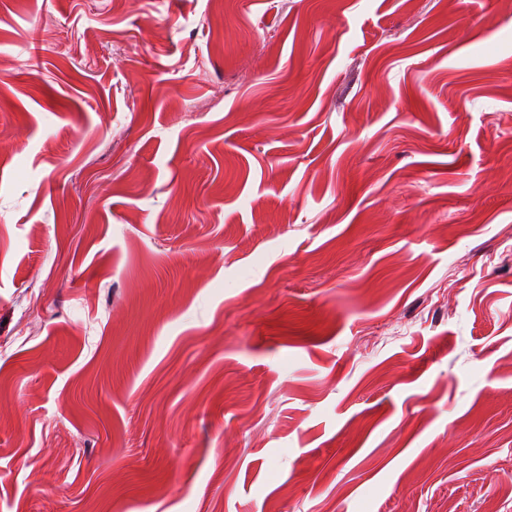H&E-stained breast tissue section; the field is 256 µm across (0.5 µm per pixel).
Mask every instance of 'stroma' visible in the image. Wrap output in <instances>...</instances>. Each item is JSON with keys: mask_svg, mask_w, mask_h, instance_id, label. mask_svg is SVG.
<instances>
[{"mask_svg": "<svg viewBox=\"0 0 512 512\" xmlns=\"http://www.w3.org/2000/svg\"><path fill=\"white\" fill-rule=\"evenodd\" d=\"M0 512H512V0H0Z\"/></svg>", "mask_w": 512, "mask_h": 512, "instance_id": "1", "label": "stroma"}]
</instances>
